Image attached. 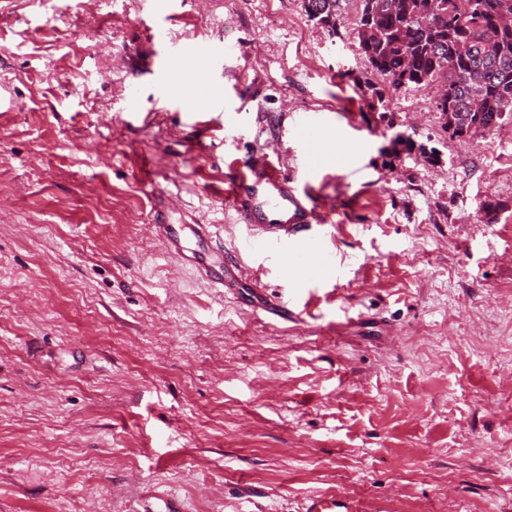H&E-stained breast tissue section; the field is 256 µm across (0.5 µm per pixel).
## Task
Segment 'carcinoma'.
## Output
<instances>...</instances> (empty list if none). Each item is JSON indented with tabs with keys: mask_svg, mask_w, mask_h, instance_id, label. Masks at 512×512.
<instances>
[{
	"mask_svg": "<svg viewBox=\"0 0 512 512\" xmlns=\"http://www.w3.org/2000/svg\"><path fill=\"white\" fill-rule=\"evenodd\" d=\"M358 49L393 90L442 81L435 102L453 137L494 130L512 112V0H355ZM338 31L341 0H302Z\"/></svg>",
	"mask_w": 512,
	"mask_h": 512,
	"instance_id": "obj_1",
	"label": "carcinoma"
}]
</instances>
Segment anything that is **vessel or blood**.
Returning <instances> with one entry per match:
<instances>
[{
    "instance_id": "obj_1",
    "label": "vessel or blood",
    "mask_w": 512,
    "mask_h": 512,
    "mask_svg": "<svg viewBox=\"0 0 512 512\" xmlns=\"http://www.w3.org/2000/svg\"><path fill=\"white\" fill-rule=\"evenodd\" d=\"M181 55L189 78L185 97L191 99L196 110L210 109L216 102L212 73L218 64L217 52L212 47L197 45L183 49ZM321 120L319 114L305 113L295 118L292 125V132L298 135L302 146L305 179L301 184L289 185L278 168L263 160L238 171L229 182L224 202L246 226L241 239L243 250H261L273 255L288 245L306 258L327 261L325 242L329 228L326 218L317 213L312 195V183L319 171L312 163V142L302 134L303 129ZM203 273L212 284L222 288L243 276L241 267L236 265L222 269L210 266ZM304 512H354V507L343 498L316 495L306 501Z\"/></svg>"
}]
</instances>
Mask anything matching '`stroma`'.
<instances>
[{
	"instance_id": "35a3bbf8",
	"label": "stroma",
	"mask_w": 512,
	"mask_h": 512,
	"mask_svg": "<svg viewBox=\"0 0 512 512\" xmlns=\"http://www.w3.org/2000/svg\"><path fill=\"white\" fill-rule=\"evenodd\" d=\"M355 15L334 36L301 0H0V512H512V139L450 137L436 84L373 112ZM158 28L227 49L221 111L170 92ZM300 112L330 119L340 279L241 251L224 204L259 155L294 176ZM219 249L257 287H212ZM304 512H354L352 503L335 495H316L309 498L303 508Z\"/></svg>"
}]
</instances>
